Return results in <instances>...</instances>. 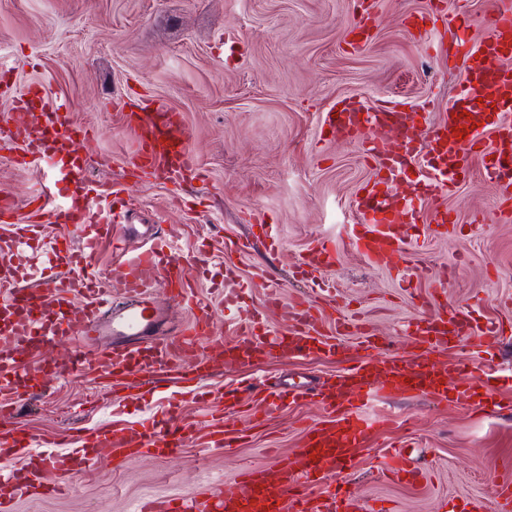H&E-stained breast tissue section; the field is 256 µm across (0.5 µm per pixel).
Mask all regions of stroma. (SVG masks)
I'll return each mask as SVG.
<instances>
[{"instance_id":"1","label":"stroma","mask_w":512,"mask_h":512,"mask_svg":"<svg viewBox=\"0 0 512 512\" xmlns=\"http://www.w3.org/2000/svg\"><path fill=\"white\" fill-rule=\"evenodd\" d=\"M378 2L373 38L354 53L345 28L360 0H0V73L11 94L39 84L49 99L70 104L74 122L93 134L82 147L92 182L121 198L133 223L172 235L201 303L217 308L237 293L243 307L259 305L264 291L250 282L263 268L285 302L297 295L325 309L338 302L342 314L367 319L399 355L403 325L422 311L417 291L429 290L444 268L455 269L449 302L478 326L503 323L504 336L494 349L471 339L450 347L448 362L483 367L488 379L467 405L432 409L419 398H372L364 409L370 420L389 415L412 424L384 430L352 480L360 499L385 501L394 512H472V503L490 500L493 479L512 478V411L479 407L491 395L512 404V219L497 215V194L477 170L455 194L423 207L448 208L457 224L444 234L425 219L410 225L414 247L392 267L369 266L349 247V204L370 180L371 164L358 143L323 132L321 112L355 95L371 104L430 103L435 122L463 78L461 58L424 53L406 30V16L423 11L427 0ZM11 94L0 95V116L9 112ZM117 98H149L180 112L200 178L178 186L137 180L129 165L137 138L113 106ZM52 179L49 166L24 167L0 152V197L19 214H28ZM46 231L86 254L95 228L50 223ZM228 237L252 246L225 256ZM319 241L335 247V267L295 279L294 263ZM86 256L91 270L105 275L111 242ZM228 262L238 269L232 280L224 276ZM345 365V354L322 351L254 366L217 364L184 396L182 417L203 423L212 392L240 380L318 387ZM138 383L131 378L110 398L97 374L67 369L21 394L11 423L28 435L83 432L108 423L116 400L125 420L135 422L152 408ZM320 419L306 400L258 424L242 414L248 437L237 447L210 453L189 441L165 460L100 463L75 475L70 492L16 500L11 512H127L144 497L203 492L213 479H233L239 465L265 464L270 449L295 451L304 424ZM398 441L414 444L415 462L426 471L422 483L382 473V456Z\"/></svg>"}]
</instances>
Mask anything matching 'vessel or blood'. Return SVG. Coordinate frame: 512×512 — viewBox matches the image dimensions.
Listing matches in <instances>:
<instances>
[{
  "label": "vessel or blood",
  "instance_id": "vessel-or-blood-1",
  "mask_svg": "<svg viewBox=\"0 0 512 512\" xmlns=\"http://www.w3.org/2000/svg\"><path fill=\"white\" fill-rule=\"evenodd\" d=\"M376 4L377 0H361L360 13L346 29L351 51L368 44ZM406 24L420 48L430 47L429 36L436 30L449 50L463 57L464 79L444 117L426 128L419 113L406 110L404 103L371 104L355 96L337 101L320 116L324 129L335 138L359 143L374 164L371 179L351 203L355 229L351 246L378 267L390 266L410 249L407 225L416 223L425 202L457 188L473 160H480L500 204L512 202V9L495 8L488 35L476 43L470 37L466 7L449 13L441 0H429L427 9L408 16ZM124 119L139 143L131 161L134 170L164 181L198 176L191 134L179 113L146 101L138 111L125 113ZM88 135L87 129L74 125L66 104L52 102L40 86L32 85L13 96L8 117L0 120V152L20 150L19 163L28 167L50 160L52 191L33 199L35 212L66 226L96 225V239L122 242L127 238L123 215L104 216L87 176L79 146ZM424 153L429 156L426 170L419 172L411 195L399 197L394 185ZM0 222L15 228L12 236L0 238V285L7 289L0 297L1 418L10 414V398L59 377V368L28 359L46 344L64 348L62 366L80 369L91 362L111 381L139 373L158 382L177 367L202 379L214 361L247 366L320 349L336 353L352 339L365 352L364 358L317 392L326 418L304 430L298 450L273 455L264 466H243L234 481L203 493L136 501L131 512H387L374 502L358 508L348 487L347 476L357 466L360 450L373 446L378 427L389 423L385 417L371 422L363 416V408L378 393L390 398L420 396L435 407L451 400L468 402L471 379L452 378L448 367L431 355L470 337L491 345L502 333L494 324L473 330L467 317L448 303V281L442 278L434 283L424 311L405 327L414 350L408 358L392 355L391 341L377 340L362 318L326 317L302 297L289 305L287 333L270 330L265 314L281 303L276 286L266 289L262 303L239 319L234 336L227 339L217 327L215 310L196 303L195 286L184 279L169 241L155 237L133 256H114L110 276L121 288L124 304L119 307L81 256L68 257V272L49 277L45 287H22L13 264L18 245L36 244L32 257L38 260L50 243L42 225L24 222L10 201L0 202ZM335 262V249L319 242L300 256L295 274L311 279ZM147 269L157 270L158 285L190 311L189 320L176 331L163 326L151 299L153 285L143 277ZM107 332L112 335L111 349L95 350L98 337ZM213 404L220 414L206 421L203 445L214 451L240 440L232 409L246 405L265 417L277 409L255 386L246 395L218 393ZM179 412L180 402L173 399L164 419L70 435L68 452L49 460L59 477L53 484L44 483L40 466L12 469L15 449L27 447L28 440L17 431H1L0 512H11L12 502L21 497L69 492L75 474L102 461L118 467L133 453L157 459L173 456L193 436Z\"/></svg>",
  "mask_w": 512,
  "mask_h": 512
}]
</instances>
